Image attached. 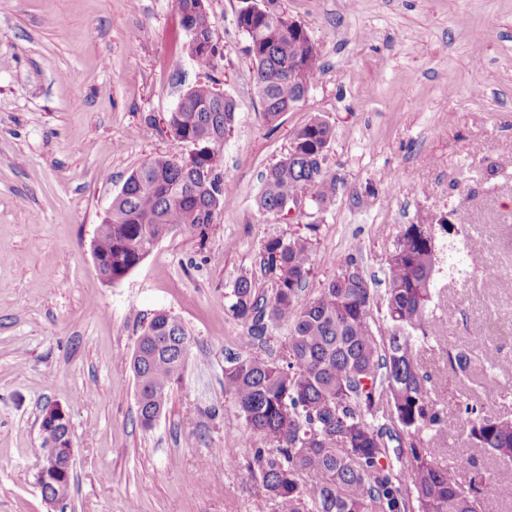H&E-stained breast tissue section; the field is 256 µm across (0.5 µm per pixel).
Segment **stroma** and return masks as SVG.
<instances>
[{
  "label": "stroma",
  "instance_id": "stroma-1",
  "mask_svg": "<svg viewBox=\"0 0 512 512\" xmlns=\"http://www.w3.org/2000/svg\"><path fill=\"white\" fill-rule=\"evenodd\" d=\"M323 64L306 100L267 123L254 84L240 0H206L218 66L200 69L176 40L172 0H0V512H252L246 424L224 393L230 359L278 358L288 334L242 346L232 285L262 279L263 241L310 237L309 299L355 257L384 278L403 225L449 221L472 248L475 273L440 267L446 335L423 368L444 394L452 433L440 464L500 462L466 441L459 400L480 394L448 356L475 325L512 323V0H279ZM199 83L230 97L224 141L233 203L208 235L180 230L113 284L98 276L96 231L133 169L187 156L166 123ZM335 129L324 162L333 202L309 215L267 214L255 199L266 171L313 117ZM493 264L500 279L477 271ZM191 338L160 418L143 428L130 367L155 312ZM70 416L73 485L44 501L34 448L47 405Z\"/></svg>",
  "mask_w": 512,
  "mask_h": 512
}]
</instances>
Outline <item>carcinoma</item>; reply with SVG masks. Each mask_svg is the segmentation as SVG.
Returning <instances> with one entry per match:
<instances>
[{
  "mask_svg": "<svg viewBox=\"0 0 512 512\" xmlns=\"http://www.w3.org/2000/svg\"><path fill=\"white\" fill-rule=\"evenodd\" d=\"M238 26L255 70L256 91L268 123L297 106L303 86L321 73L311 54L288 35L278 0H243ZM184 48L203 70L217 67L222 51L214 40L205 0H173ZM235 121V103L206 84L189 88L168 118L188 156H158L133 170L112 199L96 247L106 282L124 278L156 243L178 228L204 238L215 215L230 203L224 191V139ZM335 132L319 116L301 127L288 154L264 175L256 199L266 213L280 214L305 199L326 207L338 189L323 165ZM440 251L432 224H406L385 265L383 293L349 273L357 260L338 264L336 276L311 299L302 298L314 254L310 238L270 237L261 269L269 282L239 277L229 311L246 328L241 341L263 343L289 327L279 361L237 357L224 368V393L244 418L251 449L249 470L263 495L253 512H484L479 487L512 500V420L494 414L480 399H464L459 411L469 440L504 463L459 479L460 460L444 466L434 449L444 445L450 424L430 376L423 372L422 345L435 320L434 272ZM191 340L174 317L151 318L137 337L131 368L137 381V413L147 428L159 417L179 380ZM473 351L449 356L468 377ZM396 446H391V443ZM71 480L51 481L41 493L65 500Z\"/></svg>",
  "mask_w": 512,
  "mask_h": 512,
  "instance_id": "carcinoma-1",
  "label": "carcinoma"
}]
</instances>
